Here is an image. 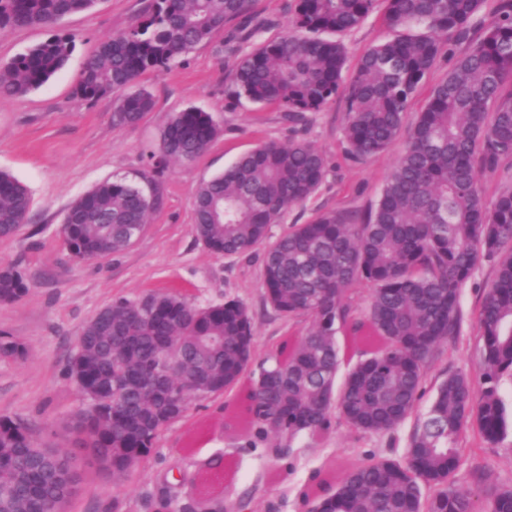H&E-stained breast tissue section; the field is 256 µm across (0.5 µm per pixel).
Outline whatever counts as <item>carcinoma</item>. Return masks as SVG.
I'll return each instance as SVG.
<instances>
[{"label": "carcinoma", "mask_w": 512, "mask_h": 512, "mask_svg": "<svg viewBox=\"0 0 512 512\" xmlns=\"http://www.w3.org/2000/svg\"><path fill=\"white\" fill-rule=\"evenodd\" d=\"M98 0H0V32L52 27L86 12ZM377 0H297L290 28L243 55L232 73L235 93L272 105L290 122L303 120L338 94L347 105L344 137L356 158L388 150L399 139L405 112L445 47L466 36L484 0H384L391 37L365 49L350 81L346 52L335 35L358 27ZM250 0H150L125 31L99 42L86 56L76 91L85 100L115 95L113 120L135 126L152 110V95L132 86L144 73L165 68L199 45L224 55L225 26L248 13ZM71 36L56 32L0 64V96L27 95L68 62ZM512 0L498 8L483 37L436 84L395 159L378 202L362 223L326 212L292 224L271 238V225L319 189L325 157L303 139L263 143L224 173L201 182L195 195L194 234L208 251L240 257L263 249L264 300L281 318L307 314L301 336L284 340L259 364L263 380L245 389V447L285 459L303 436L333 428V413L358 439L389 436L412 427L403 460L369 454L336 482L315 470L317 495L308 512H475L474 492L454 475L468 438L497 444L512 431V411L499 394L512 378V186L485 202L479 173L512 164ZM211 115L188 107L174 112L150 156L147 184L172 162L189 163L218 136ZM159 197L127 180H104L74 200L61 227L73 258L107 257L133 244ZM29 190L0 171V238L14 237L30 220ZM494 277L477 314L482 338L480 386L455 372L436 385L424 414L416 412L437 351L461 336L463 288L482 261ZM372 286L358 311L350 294ZM24 272L0 270V303L24 297ZM344 335V344L335 340ZM81 335L94 336L72 354L68 374L89 408L76 415L75 447L37 443L21 419L0 417V512H46L73 499L83 481L80 459L124 475L157 446L163 430L193 399L237 386L253 361L252 319L238 299L200 307L175 290L120 297L100 309ZM185 345V362L155 390L151 372L164 340ZM23 346L0 333V357L17 358ZM358 360L339 396L333 379L348 355ZM205 383L189 377L198 360ZM473 482L488 498V512H512V487L482 466ZM187 474L164 480L149 500L157 512H224V501L182 499Z\"/></svg>", "instance_id": "cac0c4a2"}]
</instances>
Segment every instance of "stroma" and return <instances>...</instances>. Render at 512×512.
<instances>
[{"mask_svg":"<svg viewBox=\"0 0 512 512\" xmlns=\"http://www.w3.org/2000/svg\"><path fill=\"white\" fill-rule=\"evenodd\" d=\"M148 5L149 0H99L93 9L65 17L56 29L16 27L0 33V61L5 62L55 30L75 43L67 66L43 87L22 97H0V171L24 184L33 199L30 224L15 237L0 239V267L16 266L31 282L21 300L0 303V332L25 348L21 359L0 358V417L23 419L39 444L53 448L70 447L71 423L87 406L67 373L75 343L84 324L115 298L176 289L197 306L240 299L252 318L253 357L258 362L274 355L285 336L304 334L308 328L309 316H299L288 326L265 304L261 253L227 258L196 241L194 198L201 181L223 173L258 144L308 141L326 158L325 179L309 200L272 225L276 236L327 211L362 221L378 200L397 154L393 148L358 159L347 154L343 97L308 114L305 124L294 125L276 108L235 96L231 73L238 54L287 31L296 0H252L248 19L226 26L238 36L235 52L219 57L202 45L168 67L142 75L139 83L152 94L154 108L136 126L119 127L112 120V98L88 102L75 88L87 54L101 40L134 24ZM496 6L497 0H485L467 40L457 42L452 57H441L420 83L405 114V128L413 127L454 58L482 37L483 23ZM384 10L380 2L360 26L340 34L348 54L344 77L352 76L365 48L389 36ZM187 107L213 116L220 130L217 138L195 161L170 164L156 177L159 205L127 250L99 260L73 259L59 237L68 206L103 180L137 179L150 154L159 152L169 116ZM493 275L492 264L482 262L464 288L460 343L443 346L445 359L431 368L430 379L453 371L478 378L482 341L476 317ZM241 394L236 388L222 397L192 401L127 477L85 467L69 512H143L141 494L181 470L189 477L186 493L196 498L220 497L230 504L258 481L264 491L251 512H307L303 497L312 469H322L333 479L362 463L355 432L342 424L325 437L298 439L294 457L287 460L245 449L237 430L224 426L225 402H238ZM476 462L512 486V436L481 448L477 456H463L459 486L469 487V471Z\"/></svg>","mask_w":512,"mask_h":512,"instance_id":"obj_1","label":"stroma"}]
</instances>
